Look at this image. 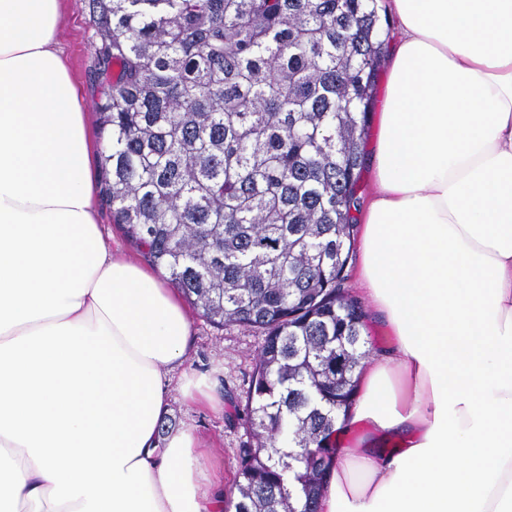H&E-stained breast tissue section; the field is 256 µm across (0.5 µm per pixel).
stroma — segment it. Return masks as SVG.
Segmentation results:
<instances>
[{
    "mask_svg": "<svg viewBox=\"0 0 512 512\" xmlns=\"http://www.w3.org/2000/svg\"><path fill=\"white\" fill-rule=\"evenodd\" d=\"M70 73L78 86L92 139L105 144L107 134L98 117L106 84L98 70L96 26L88 0H67L65 21L59 34ZM194 344L183 368L190 377L211 383L215 406L192 407L179 385H172L168 412L162 418L168 432L191 429L210 450V463L223 470L226 484H233L238 452L250 439L245 408L253 357L262 344L260 335L241 328H217L201 316L193 318Z\"/></svg>",
    "mask_w": 512,
    "mask_h": 512,
    "instance_id": "1",
    "label": "stroma"
}]
</instances>
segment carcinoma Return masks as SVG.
Masks as SVG:
<instances>
[{
    "label": "carcinoma",
    "instance_id": "obj_1",
    "mask_svg": "<svg viewBox=\"0 0 512 512\" xmlns=\"http://www.w3.org/2000/svg\"><path fill=\"white\" fill-rule=\"evenodd\" d=\"M104 198L217 327L262 333L235 512H318L370 351L341 285L385 39L378 0H89Z\"/></svg>",
    "mask_w": 512,
    "mask_h": 512
}]
</instances>
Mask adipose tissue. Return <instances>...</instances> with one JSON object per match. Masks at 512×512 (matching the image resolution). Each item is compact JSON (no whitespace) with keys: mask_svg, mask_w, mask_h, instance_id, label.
<instances>
[{"mask_svg":"<svg viewBox=\"0 0 512 512\" xmlns=\"http://www.w3.org/2000/svg\"><path fill=\"white\" fill-rule=\"evenodd\" d=\"M362 291L396 341L336 421L319 512H512V0H388ZM62 0H0V512H227L160 440L192 320L106 245Z\"/></svg>","mask_w":512,"mask_h":512,"instance_id":"adipose-tissue-1","label":"adipose tissue"}]
</instances>
